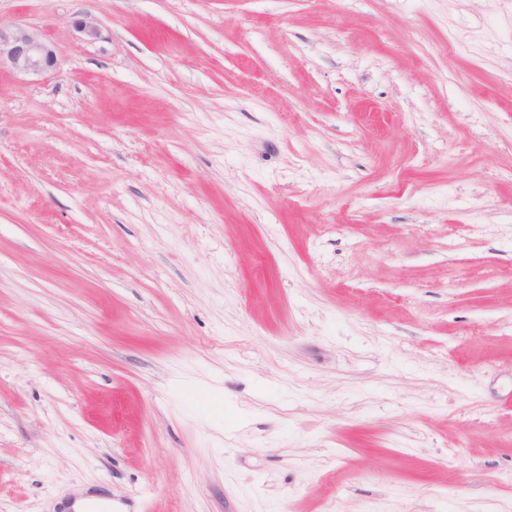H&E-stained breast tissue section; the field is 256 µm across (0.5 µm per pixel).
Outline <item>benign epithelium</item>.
I'll return each mask as SVG.
<instances>
[{
    "label": "benign epithelium",
    "mask_w": 512,
    "mask_h": 512,
    "mask_svg": "<svg viewBox=\"0 0 512 512\" xmlns=\"http://www.w3.org/2000/svg\"><path fill=\"white\" fill-rule=\"evenodd\" d=\"M75 30L86 41L99 36L95 22L75 21ZM7 66L26 76H41L57 70L58 57L54 46L20 23L0 25V67Z\"/></svg>",
    "instance_id": "benign-epithelium-1"
}]
</instances>
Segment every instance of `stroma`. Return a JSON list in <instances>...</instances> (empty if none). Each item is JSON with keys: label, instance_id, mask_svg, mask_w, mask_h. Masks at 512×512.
Returning <instances> with one entry per match:
<instances>
[{"label": "stroma", "instance_id": "1", "mask_svg": "<svg viewBox=\"0 0 512 512\" xmlns=\"http://www.w3.org/2000/svg\"><path fill=\"white\" fill-rule=\"evenodd\" d=\"M0 22V512H512V0ZM7 66L26 76H41L57 70L54 46L23 24L2 26L0 22V69Z\"/></svg>", "mask_w": 512, "mask_h": 512}]
</instances>
